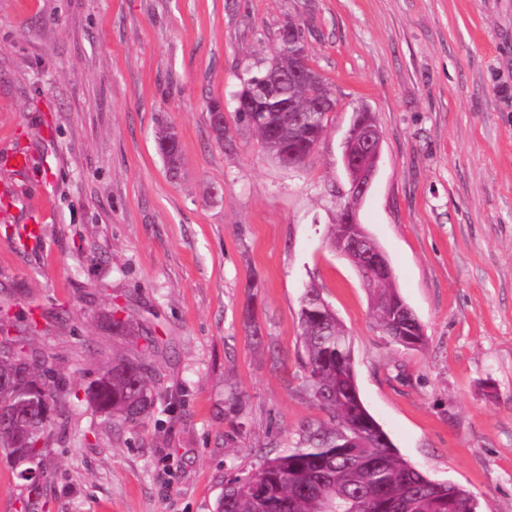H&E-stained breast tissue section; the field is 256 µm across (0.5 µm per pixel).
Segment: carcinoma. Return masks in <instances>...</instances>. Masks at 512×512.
<instances>
[{
	"label": "carcinoma",
	"instance_id": "1",
	"mask_svg": "<svg viewBox=\"0 0 512 512\" xmlns=\"http://www.w3.org/2000/svg\"><path fill=\"white\" fill-rule=\"evenodd\" d=\"M291 65L285 27L274 56L239 76L240 91L251 93L267 110L239 112L238 121L257 133L267 153L284 166L288 162L282 150L290 142L303 143L314 154L328 121L326 113L316 111L315 100L331 93L317 74L308 83L288 78ZM210 112L218 118L217 138L231 140L222 105L212 103ZM159 144L170 173H176L180 151L175 133L160 131ZM341 241L375 244L365 225L354 227L338 217L330 227L328 243L334 246ZM351 264L390 342L406 349L422 348L426 342L422 326L400 296L395 279L370 284L359 254H353ZM298 324L307 387L324 418L305 425L295 446L273 457L262 456L255 471L230 470L215 512H477L469 490L433 485L427 473L398 454L361 399L351 336L314 284L303 294ZM36 334L38 322L32 317L14 336L0 323V342L13 346L12 356L0 358V370L21 373L14 393L0 395V414L21 418L38 461L49 446L47 412L71 407L77 394L63 379L46 381L55 355L30 346L28 338ZM153 372L143 358L123 359L112 367V382L99 379L90 387L89 401L107 417H140L154 401Z\"/></svg>",
	"mask_w": 512,
	"mask_h": 512
}]
</instances>
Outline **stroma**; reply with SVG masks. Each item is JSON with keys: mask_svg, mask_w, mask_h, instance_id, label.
<instances>
[{"mask_svg": "<svg viewBox=\"0 0 512 512\" xmlns=\"http://www.w3.org/2000/svg\"><path fill=\"white\" fill-rule=\"evenodd\" d=\"M291 20L336 99L294 169L232 101ZM362 110L382 144L358 218L423 326L418 350L390 343L327 242ZM3 188L0 300L51 325L58 376L81 394L148 337L165 350L146 415L83 401L51 421L38 494L0 454V512H213L229 466L255 469L321 417L297 359L310 283L399 454L479 512H512V0H0ZM159 144L166 157L170 173L175 174L180 162V151L175 133L170 129L159 132Z\"/></svg>", "mask_w": 512, "mask_h": 512, "instance_id": "35a3bbf8", "label": "stroma"}]
</instances>
